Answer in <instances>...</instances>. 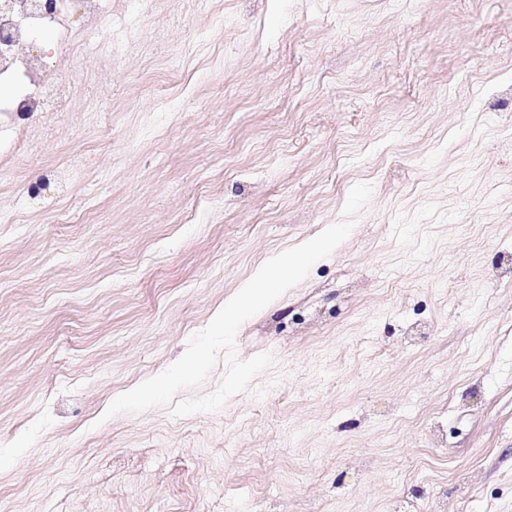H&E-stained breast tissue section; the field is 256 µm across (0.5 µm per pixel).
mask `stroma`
Returning <instances> with one entry per match:
<instances>
[{"label":"stroma","mask_w":512,"mask_h":512,"mask_svg":"<svg viewBox=\"0 0 512 512\" xmlns=\"http://www.w3.org/2000/svg\"><path fill=\"white\" fill-rule=\"evenodd\" d=\"M39 155L0 125V512H512V0H174ZM197 51L147 56L153 27ZM85 172L59 191L55 169ZM262 397L103 420L261 265Z\"/></svg>","instance_id":"stroma-1"}]
</instances>
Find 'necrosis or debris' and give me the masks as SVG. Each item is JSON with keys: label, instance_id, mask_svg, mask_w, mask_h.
Returning a JSON list of instances; mask_svg holds the SVG:
<instances>
[{"label": "necrosis or debris", "instance_id": "4bbe7bcc", "mask_svg": "<svg viewBox=\"0 0 512 512\" xmlns=\"http://www.w3.org/2000/svg\"><path fill=\"white\" fill-rule=\"evenodd\" d=\"M78 12L85 24L77 29L71 18ZM121 17L120 11H109L106 0H54L50 10L35 7L34 0H0V29L11 33L10 39L0 40V85L11 90L10 95L0 96V119L35 120L41 123L44 138H61L64 130L50 121L49 111L70 103L92 82L93 73L83 66L65 70L47 66L30 37L47 28L70 55L83 56L93 48L114 56Z\"/></svg>", "mask_w": 512, "mask_h": 512}]
</instances>
